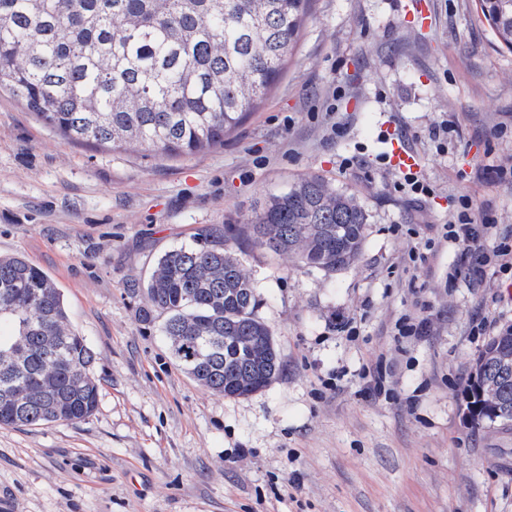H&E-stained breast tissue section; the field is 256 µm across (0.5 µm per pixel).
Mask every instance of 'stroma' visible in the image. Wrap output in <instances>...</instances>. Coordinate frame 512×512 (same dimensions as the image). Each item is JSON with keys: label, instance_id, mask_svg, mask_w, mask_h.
Returning <instances> with one entry per match:
<instances>
[{"label": "stroma", "instance_id": "stroma-1", "mask_svg": "<svg viewBox=\"0 0 512 512\" xmlns=\"http://www.w3.org/2000/svg\"><path fill=\"white\" fill-rule=\"evenodd\" d=\"M401 0H310L283 75L223 146L174 159L70 142L0 94V253L24 254L61 289L99 382L77 423L0 427V512H512V429L489 437L466 414L474 361L512 323V277L463 270L442 247L429 276L407 253L448 220L451 197L512 227V52L475 0H429V25ZM459 130L438 150L433 126ZM346 122L332 135L333 123ZM407 128L436 193L423 212L379 163L387 128ZM358 156L360 168L340 162ZM316 175L368 214L362 255L336 272L258 249L242 257L281 372L229 398L169 358L162 315L141 321L158 254L205 228L244 224L253 204ZM430 307L431 336L393 340L400 314ZM358 318L350 340L336 315ZM384 356L394 396L358 373Z\"/></svg>", "mask_w": 512, "mask_h": 512}]
</instances>
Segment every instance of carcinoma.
Here are the masks:
<instances>
[{
	"label": "carcinoma",
	"instance_id": "1",
	"mask_svg": "<svg viewBox=\"0 0 512 512\" xmlns=\"http://www.w3.org/2000/svg\"><path fill=\"white\" fill-rule=\"evenodd\" d=\"M309 0H0V92L66 139L144 147L176 157L224 144L279 80ZM512 51V0H478ZM368 214L357 199L307 176L253 208L247 224L206 231L156 261L143 292L171 359L200 386L252 396L281 358L258 313L239 253L289 255L301 268L342 270L361 254ZM0 426L81 421L95 411V356L72 328L55 280L22 254H0ZM499 335L477 362L499 380L512 426V365Z\"/></svg>",
	"mask_w": 512,
	"mask_h": 512
}]
</instances>
